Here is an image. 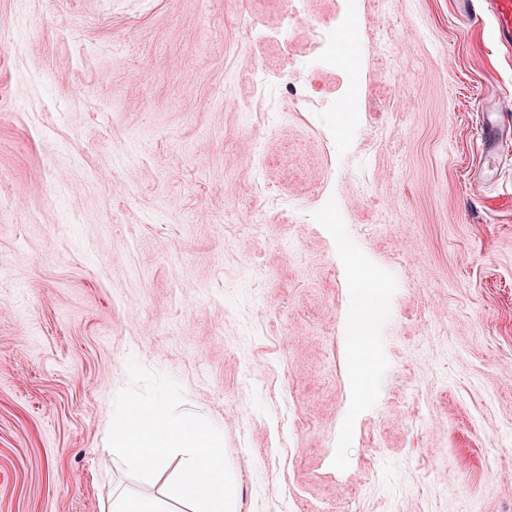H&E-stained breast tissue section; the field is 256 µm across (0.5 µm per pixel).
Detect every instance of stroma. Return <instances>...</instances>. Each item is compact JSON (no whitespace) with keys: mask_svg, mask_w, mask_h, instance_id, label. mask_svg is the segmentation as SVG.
I'll return each mask as SVG.
<instances>
[{"mask_svg":"<svg viewBox=\"0 0 512 512\" xmlns=\"http://www.w3.org/2000/svg\"><path fill=\"white\" fill-rule=\"evenodd\" d=\"M301 87L317 111L289 109ZM356 264L384 290L362 366ZM132 360L223 428L236 512H345L352 487L356 512H512V46L492 17L0 0V512L162 499L104 444Z\"/></svg>","mask_w":512,"mask_h":512,"instance_id":"obj_1","label":"stroma"}]
</instances>
